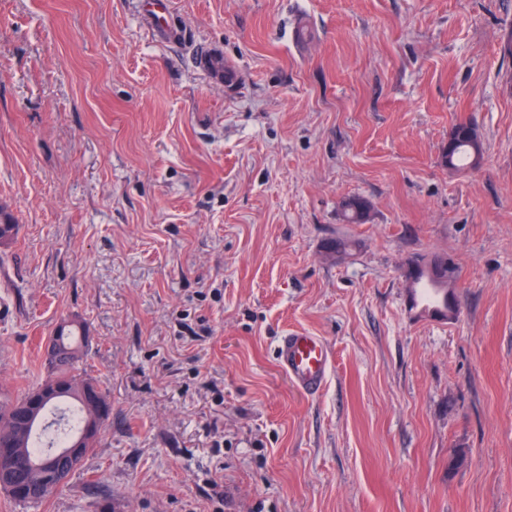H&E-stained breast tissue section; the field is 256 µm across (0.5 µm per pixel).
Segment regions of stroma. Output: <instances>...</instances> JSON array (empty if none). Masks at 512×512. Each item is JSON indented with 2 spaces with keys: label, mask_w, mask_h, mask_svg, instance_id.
<instances>
[{
  "label": "stroma",
  "mask_w": 512,
  "mask_h": 512,
  "mask_svg": "<svg viewBox=\"0 0 512 512\" xmlns=\"http://www.w3.org/2000/svg\"><path fill=\"white\" fill-rule=\"evenodd\" d=\"M170 2L160 36L144 0H0V388L72 319L112 405L0 512H512V0ZM418 256L455 263L451 319ZM289 329L332 347L317 395ZM442 162L448 170H477L483 162V147L477 125L460 121L448 134V146L443 148ZM276 350L280 369L299 392L316 395L322 391L333 359L320 336L286 332L279 337Z\"/></svg>",
  "instance_id": "1"
}]
</instances>
